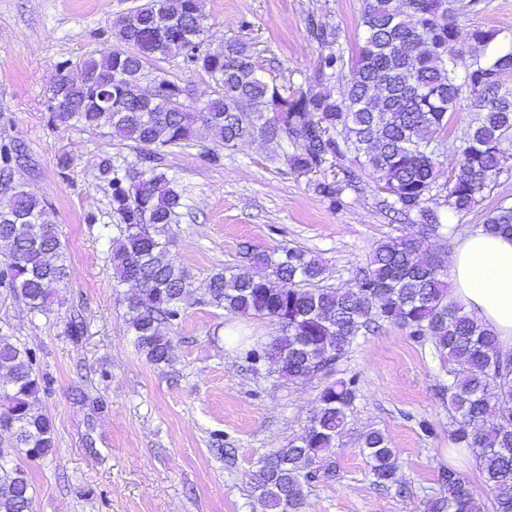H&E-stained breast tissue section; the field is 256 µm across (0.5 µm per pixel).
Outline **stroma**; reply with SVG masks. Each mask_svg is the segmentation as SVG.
<instances>
[{"label":"stroma","mask_w":512,"mask_h":512,"mask_svg":"<svg viewBox=\"0 0 512 512\" xmlns=\"http://www.w3.org/2000/svg\"><path fill=\"white\" fill-rule=\"evenodd\" d=\"M139 0H0V151L22 146L12 183L49 205L70 253L69 276L55 288L48 313H30L0 288V337L36 355L45 385L40 406L55 427L52 455L30 460L33 512H262L252 481L263 458L307 427L323 386L356 382L349 426L330 459L336 476L312 483L298 512H425L439 492L442 468L455 466L469 481L483 512L493 494L468 456L450 462L448 409L436 394L444 377L430 343L383 325L357 338L327 375L288 382L266 362L249 365L254 343L279 327L201 303L186 306L173 325L171 365L149 364L124 321L130 285L117 284L110 261L119 218L111 206L104 159L134 157L126 143L78 127L53 124L47 88L58 63L78 62L111 49V23ZM362 0H205L212 45L246 35L256 45L261 76L298 89L317 66L322 48L310 41L308 15L338 33L337 49L351 55ZM249 29H242V22ZM512 38V0H485L460 21L459 64L469 56L475 27ZM217 155L169 149L164 165L184 191V218L170 227L172 255L187 267L195 289L214 272L243 266L252 249L282 244L320 256L324 286H346L374 246L405 235L411 221L383 207L371 178L344 186L341 167L299 175L270 158L262 141L229 148L203 138ZM342 184L341 206L316 189ZM512 205V169L504 170L481 204L447 214L458 234L478 230L486 213ZM85 331L65 333L73 314ZM87 401L77 402V392ZM381 430L398 452L407 491L373 483L360 443Z\"/></svg>","instance_id":"obj_1"}]
</instances>
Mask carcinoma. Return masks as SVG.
Wrapping results in <instances>:
<instances>
[{
  "instance_id": "cac0c4a2",
  "label": "carcinoma",
  "mask_w": 512,
  "mask_h": 512,
  "mask_svg": "<svg viewBox=\"0 0 512 512\" xmlns=\"http://www.w3.org/2000/svg\"><path fill=\"white\" fill-rule=\"evenodd\" d=\"M481 0H362L361 42L347 60L339 51L320 56L307 89L288 90L259 75L254 44L229 38L196 54L186 51L205 33L204 0H144L112 21L111 52L56 67L47 109L57 126L106 131L129 143L134 159L105 162L112 174V211L123 225L112 243L113 279L130 284L125 321L138 352L152 365L168 364L174 321L191 300V276L170 254L169 226L184 208L183 191L164 170L168 148L198 147L196 123L229 147L256 139L272 145L299 173L347 161V185L365 176L386 194L385 207L414 215L413 231L379 242L344 288H321V258L283 246L249 254V267L212 274L203 303L240 316L267 318L280 334L253 363L275 362L286 381L326 375L357 337L384 323L431 343L447 380L439 384L448 405L455 448L471 451L494 494L493 512H512V356L502 352L495 331L450 297L448 261L430 252L428 241L448 232L430 207L434 191L456 214L467 213L491 190L512 159V45L488 52L497 32L470 33L471 62L458 69V19ZM312 41L332 45L336 32L313 15L306 19ZM179 59L206 73L215 90L198 117L186 88L162 77L163 95L147 97L144 77L158 60ZM337 82L339 94L327 90ZM468 102L476 118L455 146L456 165L443 188L436 185L438 158L447 145L449 116ZM444 136H438V133ZM289 144L293 152L283 151ZM482 231L512 238V206L489 211ZM0 288L33 312L50 309L51 288L67 277L70 256L47 216L46 202L24 190L0 202ZM35 354L0 339V512H30L28 471L14 457L51 455L55 430L38 404L44 379ZM356 382L323 387L304 432L269 454L253 474L270 512H293L304 488L335 477L328 461L348 425ZM373 483L403 491L396 449L379 430L362 437ZM441 491L427 512H481L469 482L453 468L440 472Z\"/></svg>"
}]
</instances>
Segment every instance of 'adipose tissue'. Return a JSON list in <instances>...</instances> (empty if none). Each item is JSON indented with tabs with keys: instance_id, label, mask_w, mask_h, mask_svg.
Segmentation results:
<instances>
[{
	"instance_id": "1",
	"label": "adipose tissue",
	"mask_w": 512,
	"mask_h": 512,
	"mask_svg": "<svg viewBox=\"0 0 512 512\" xmlns=\"http://www.w3.org/2000/svg\"><path fill=\"white\" fill-rule=\"evenodd\" d=\"M450 249L456 297L512 351V240L476 231L452 240Z\"/></svg>"
}]
</instances>
